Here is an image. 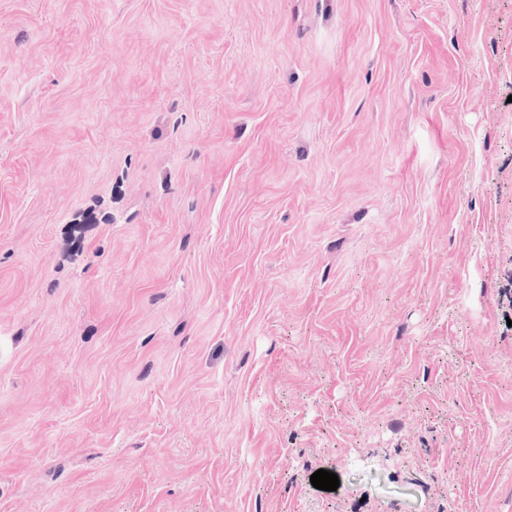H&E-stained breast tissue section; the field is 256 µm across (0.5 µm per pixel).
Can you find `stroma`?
Listing matches in <instances>:
<instances>
[{"label":"stroma","mask_w":512,"mask_h":512,"mask_svg":"<svg viewBox=\"0 0 512 512\" xmlns=\"http://www.w3.org/2000/svg\"><path fill=\"white\" fill-rule=\"evenodd\" d=\"M452 503L512 512V0H0V512Z\"/></svg>","instance_id":"35a3bbf8"}]
</instances>
